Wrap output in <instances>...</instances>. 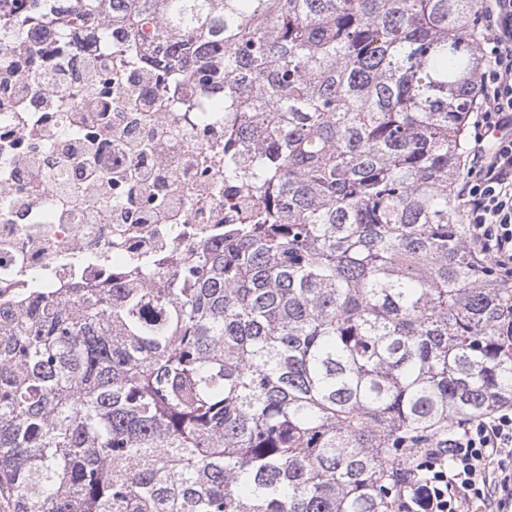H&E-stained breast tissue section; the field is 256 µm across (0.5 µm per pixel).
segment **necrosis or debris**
<instances>
[{"instance_id":"necrosis-or-debris-1","label":"necrosis or debris","mask_w":512,"mask_h":512,"mask_svg":"<svg viewBox=\"0 0 512 512\" xmlns=\"http://www.w3.org/2000/svg\"><path fill=\"white\" fill-rule=\"evenodd\" d=\"M0 17V299L31 278L120 287V267L175 265L224 238V115L215 88L148 81L130 36L44 39Z\"/></svg>"}]
</instances>
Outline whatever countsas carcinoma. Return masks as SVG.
I'll return each mask as SVG.
<instances>
[{
    "instance_id": "obj_1",
    "label": "carcinoma",
    "mask_w": 512,
    "mask_h": 512,
    "mask_svg": "<svg viewBox=\"0 0 512 512\" xmlns=\"http://www.w3.org/2000/svg\"><path fill=\"white\" fill-rule=\"evenodd\" d=\"M224 89L219 246L0 303V512H409L512 404V277L455 184L477 0H28Z\"/></svg>"
}]
</instances>
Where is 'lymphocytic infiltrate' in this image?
<instances>
[{"label":"lymphocytic infiltrate","mask_w":512,"mask_h":512,"mask_svg":"<svg viewBox=\"0 0 512 512\" xmlns=\"http://www.w3.org/2000/svg\"><path fill=\"white\" fill-rule=\"evenodd\" d=\"M479 11V94L459 199L470 244L512 269V0H481ZM425 455L414 512H469L484 497L493 463L512 457V405L461 424Z\"/></svg>","instance_id":"f902f5d3"}]
</instances>
